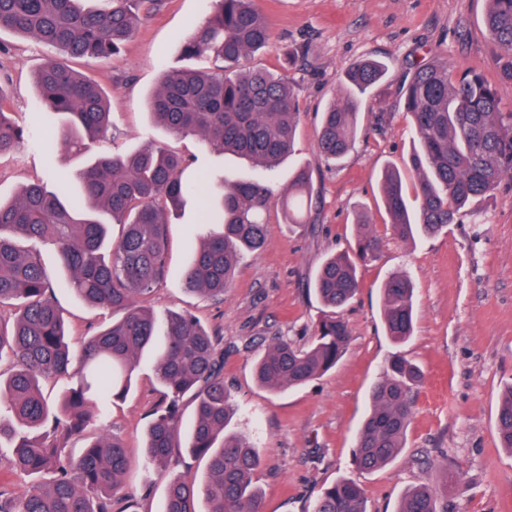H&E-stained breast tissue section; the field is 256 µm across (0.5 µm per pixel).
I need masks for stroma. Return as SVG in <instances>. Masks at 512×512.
I'll use <instances>...</instances> for the list:
<instances>
[{
    "label": "stroma",
    "instance_id": "35a3bbf8",
    "mask_svg": "<svg viewBox=\"0 0 512 512\" xmlns=\"http://www.w3.org/2000/svg\"><path fill=\"white\" fill-rule=\"evenodd\" d=\"M274 32L270 47L244 56L240 71L287 72L300 120L292 156L271 175L276 195L288 190L294 166L312 173L315 221L287 226L279 206L267 215V244L241 255L222 301L186 291L183 272L209 225L200 221L204 199L171 214L167 269L147 304L156 320L187 311L221 336L224 384L233 413L227 430L252 441L262 458L253 481L262 512H312L321 491L342 478L358 483L368 512H396L402 497L422 486H446L448 512H512V450L500 446L495 425L503 393L512 387V179L490 198L473 199L468 223L448 225L432 237L404 242L388 223L380 188L385 168H396L407 194L417 176L408 165L410 118L397 86L437 55L459 68L481 71L498 83L512 108V85L499 84L496 46L484 27L485 0H260ZM209 10L208 0H164L119 56L81 61L79 71L105 90L112 126L98 148L128 153L161 142L191 170L225 179L258 175V168L211 153L200 138L169 134L154 124L148 101L163 73L174 67L211 69L207 59L181 55L185 37ZM305 60L286 66L289 47ZM47 50L32 39L0 32V88L16 123L41 134L56 122L33 82ZM385 61V80L362 102L355 147L339 162L317 150L320 117L341 90L354 63ZM77 160L63 151L25 145L0 156V199L40 181L55 186ZM363 213L380 241L376 259L359 263L360 288L344 310L350 342L334 369L300 388L259 386L253 360L275 336L307 344L324 315L310 287L329 254L352 250L355 215ZM407 275L414 288L411 339L394 342L382 319L380 288L390 275ZM70 339L79 342L111 323L113 313L72 292L55 291ZM401 356L424 373L413 391V418L401 455L372 473L354 463L356 437L369 394L391 359ZM162 400L150 355L136 382L109 409L103 427L123 438L132 456L120 493L126 512H163L165 484L143 466L142 445L151 413Z\"/></svg>",
    "mask_w": 512,
    "mask_h": 512
}]
</instances>
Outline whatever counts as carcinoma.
<instances>
[{
  "label": "carcinoma",
  "instance_id": "cac0c4a2",
  "mask_svg": "<svg viewBox=\"0 0 512 512\" xmlns=\"http://www.w3.org/2000/svg\"><path fill=\"white\" fill-rule=\"evenodd\" d=\"M107 2L100 10L90 0H0V30L55 51L35 72V83L59 118L46 134L30 136L14 125L0 93V153L27 140L83 160L54 189L33 182L14 199L0 200V306H18L12 322L0 320V361L11 364L7 377L0 376V448L8 449L0 453V469L36 478L18 493L0 490V512H114L130 466L125 442L102 430L77 457L64 450L71 439L100 425L107 403L127 396L142 353L154 344L156 320L144 302L166 271L168 210L205 194L222 225L200 241L184 272L192 293L223 297L238 257L263 249L267 241L265 216L274 198L267 178L215 181L207 172L187 178L186 160L162 143L125 154L95 150L109 127L110 103L70 60L112 57L163 6V0ZM487 2L485 30L499 51L500 79L512 84V0ZM272 40L259 0H211L182 52L189 58L212 56L222 66L214 72L167 71L150 101L153 121L172 135H196L215 152L275 171L291 155L298 125L292 83L263 70L234 72L244 54ZM387 71V64L365 59L345 72L347 90L322 113L317 132L325 159L337 161L354 146L360 102ZM400 94L414 134L409 164L418 174L417 206L410 207L394 168L382 173L381 191L393 234L406 242L465 223L471 200L495 195L504 178L512 177V110L482 73L454 74L444 57L417 67ZM280 207L286 224L314 223L308 168L294 169ZM111 224L122 226L116 239L109 238ZM355 228L354 252L324 259L313 276V291L330 315L304 347L273 338L255 361L260 385L301 387L336 366L349 343L341 312L358 292L357 265L378 254V239L364 215H357ZM38 243L55 247L66 288L93 306L122 312L119 320L70 345ZM381 296L387 335L407 341L414 329L410 279L390 276ZM153 367L164 399L152 413L146 462L164 475L182 448L207 461L199 486L180 476L167 478L164 512H261L253 486L260 457L246 437L224 436L230 406L221 340L191 313H170ZM56 376L69 377L71 385L53 402L40 382ZM422 377L403 358L388 365L357 437L359 470L377 471L405 448L412 391ZM186 398L195 405L187 431L180 409ZM496 434L501 447L512 449V386L499 407ZM441 500L432 488L416 489L405 494L398 512H448ZM314 512L367 510L359 485L343 479L323 490Z\"/></svg>",
  "mask_w": 512,
  "mask_h": 512
}]
</instances>
